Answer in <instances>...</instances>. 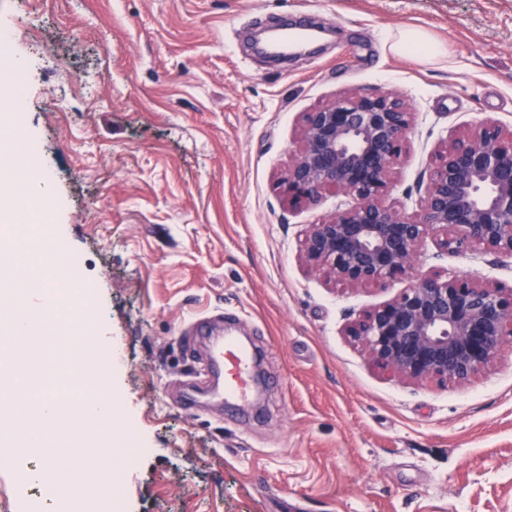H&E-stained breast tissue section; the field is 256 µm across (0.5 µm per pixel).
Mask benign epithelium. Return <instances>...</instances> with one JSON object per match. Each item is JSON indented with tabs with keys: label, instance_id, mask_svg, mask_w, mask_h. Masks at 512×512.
<instances>
[{
	"label": "benign epithelium",
	"instance_id": "1",
	"mask_svg": "<svg viewBox=\"0 0 512 512\" xmlns=\"http://www.w3.org/2000/svg\"><path fill=\"white\" fill-rule=\"evenodd\" d=\"M414 113L382 91L305 112L295 157L279 181L291 208L337 189L353 203L309 225L300 257L348 288L382 285L415 267L427 239L452 253L512 259V134L493 120L435 153L417 181L419 208L384 203L407 150ZM512 327V287L469 275L425 276L350 322L371 363L413 382L464 384L487 369Z\"/></svg>",
	"mask_w": 512,
	"mask_h": 512
}]
</instances>
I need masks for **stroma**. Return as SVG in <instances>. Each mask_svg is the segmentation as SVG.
Wrapping results in <instances>:
<instances>
[{"instance_id": "obj_1", "label": "stroma", "mask_w": 512, "mask_h": 512, "mask_svg": "<svg viewBox=\"0 0 512 512\" xmlns=\"http://www.w3.org/2000/svg\"><path fill=\"white\" fill-rule=\"evenodd\" d=\"M288 23L330 34L289 62L253 49L257 31ZM414 28L443 54H392L387 37ZM1 31L27 64L13 149L49 176L62 259L107 342L112 428L145 449L118 477L120 512H512V335L466 384L373 366L344 328L409 278L346 288L309 271L308 226L349 198L291 210L277 186L302 113L390 91L415 123L384 200L415 209L442 143L488 118L512 128V0H0ZM415 273L512 286V260L432 239ZM32 286L0 252V329ZM224 312L266 376L245 412L186 402L206 367L196 324ZM12 343L16 372L80 374L53 314ZM11 381L0 376V456L28 416Z\"/></svg>"}]
</instances>
